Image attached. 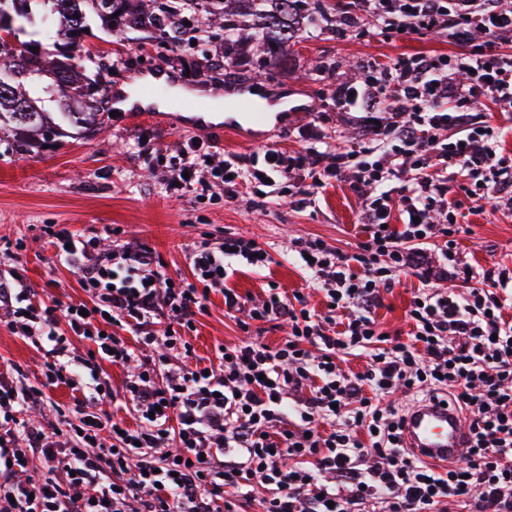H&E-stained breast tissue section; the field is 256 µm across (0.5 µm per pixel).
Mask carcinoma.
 Masks as SVG:
<instances>
[{
    "mask_svg": "<svg viewBox=\"0 0 512 512\" xmlns=\"http://www.w3.org/2000/svg\"><path fill=\"white\" fill-rule=\"evenodd\" d=\"M303 0H173L152 10L149 0H0V19L12 20V25L4 30L15 37L25 36V43L39 48L32 55H13L8 40L0 37V58L12 57V85L7 95L0 94L9 101L27 103L28 112L16 114L7 111L0 102V131L42 129L44 113L38 111L30 97V84L37 78L51 79V91L64 92L59 75H68V83L83 82V88L90 91L91 99L86 101L79 112L66 113L65 120L77 128V135L87 136L95 124L99 113L96 104L108 98V89L91 78V68L103 66V56L97 58L83 56V46L79 36L87 27L88 18L97 17L104 29L123 33L151 25L162 35H176L179 32L186 9L203 14L205 22L224 25V41L229 45L250 38L255 40L263 52L270 55H283L288 51L293 39L300 30L301 20L313 19L318 14L321 22H326L329 9L327 0H316L315 8L302 9ZM252 17L249 24L237 21V7ZM44 15L58 16L64 24L67 41L53 42L45 46L37 39L38 32L27 31L26 26L34 23L36 11Z\"/></svg>",
    "mask_w": 512,
    "mask_h": 512,
    "instance_id": "cac0c4a2",
    "label": "carcinoma"
}]
</instances>
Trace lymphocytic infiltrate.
I'll list each match as a JSON object with an SVG mask.
<instances>
[{
	"label": "lymphocytic infiltrate",
	"mask_w": 512,
	"mask_h": 512,
	"mask_svg": "<svg viewBox=\"0 0 512 512\" xmlns=\"http://www.w3.org/2000/svg\"><path fill=\"white\" fill-rule=\"evenodd\" d=\"M361 16L387 38L447 30L458 52L367 63L359 85L338 86L342 111L390 116L348 149L314 128L301 149H266L259 165L235 153L206 155L193 143L166 180L168 190L228 203L264 177L303 200L330 181L348 183L365 231L355 252L319 238L298 245L326 312L275 288L251 302L227 287L234 264L272 261L251 238L202 235L187 255L189 276L174 279L143 244L104 252L97 233L47 225L56 261L78 275L85 299L34 301L10 269L0 272V309L15 336L43 350V386L65 383L79 396L63 424L31 426L22 414L42 401L43 386L0 372L8 424L0 431V512H128L133 501L137 512H232L228 486L258 499L263 512H448L459 502L467 512H512V268H471L454 241L464 202L512 209V167L493 155V128L468 124L480 99L512 105V54L501 49L512 39V10L499 0H351L346 20ZM452 173L461 178L456 199L448 196ZM448 213L452 223L436 225ZM437 235L445 265L461 275L459 292L433 285L428 243ZM407 271L420 286L403 341L384 336L376 311L382 289ZM218 287L225 315L246 312L241 329L284 323L287 337L274 347H227L207 370L172 367L170 354L187 349L183 334ZM124 330L135 344L121 338ZM76 338L88 341L87 352L73 350ZM154 344L163 355L137 358V348ZM356 351L369 365L345 372L340 357ZM134 359L139 370L122 390L101 379L102 362ZM398 387L448 393L469 412L462 464L441 470L403 448L402 414L383 401ZM92 401L124 402L137 425L86 411ZM36 460L48 474L35 483L25 474ZM256 475L260 496L249 488Z\"/></svg>",
	"instance_id": "lymphocytic-infiltrate-1"
}]
</instances>
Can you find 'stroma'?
<instances>
[{"mask_svg": "<svg viewBox=\"0 0 512 512\" xmlns=\"http://www.w3.org/2000/svg\"><path fill=\"white\" fill-rule=\"evenodd\" d=\"M186 19L187 26L174 38L147 26L114 41L93 17L83 45L94 54L111 53L112 70L102 73L101 80L112 91L133 88L170 65L186 98L212 100L233 92L235 85L252 82L257 71L273 72V80L263 89L275 99L273 111L287 110L288 120L269 133L265 144L288 151L300 148L301 130L313 125L335 133L346 144L361 137L362 124L337 111L333 89L338 83L358 82L362 61L388 64L403 55L455 51L447 35L409 34L389 40L373 34L372 23L364 20L343 34L303 27L287 54L272 59L250 44L225 51L223 26L202 28L199 17L191 13ZM228 54L234 65L209 73V65ZM189 63L194 66L190 72L185 69ZM472 119L495 129L496 153L511 163L512 112L487 102L473 111ZM140 141L145 144L141 150L136 147ZM195 141L245 157L265 145L251 142L246 132L177 129L159 119H135L128 111L103 114L89 139L66 137L54 150L12 154L1 140L0 266L18 267L38 295L77 301L84 293L76 275L54 263L46 225L66 224L77 232L96 229L107 247L116 239L136 238L156 252L174 278L189 276L185 254L202 233L216 238L233 233L264 245L273 261L261 270L239 265L227 287L258 300L266 288L276 286L289 295L302 293L311 307L323 310V294L312 288L295 243L317 237L353 252L363 236L356 195L347 185L331 182L318 189L311 203L297 207L290 204L283 187L249 188L236 203L166 192L163 172ZM463 225L457 248L472 267H512V212L483 201L469 210ZM16 240L25 243V250L6 251V243ZM418 286V279L406 272L384 292L376 313L382 330L409 334L407 309ZM246 337L237 320L225 317L223 294L212 292L196 331L186 336L190 359L209 364L219 345L231 346ZM42 363V352L0 323V366L19 369L21 380L31 383Z\"/></svg>", "mask_w": 512, "mask_h": 512, "instance_id": "35a3bbf8", "label": "stroma"}]
</instances>
